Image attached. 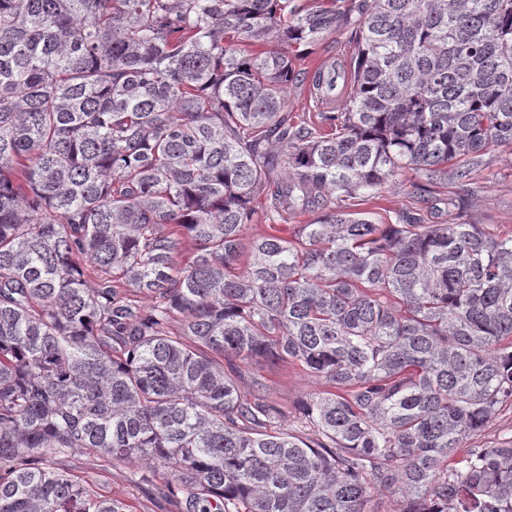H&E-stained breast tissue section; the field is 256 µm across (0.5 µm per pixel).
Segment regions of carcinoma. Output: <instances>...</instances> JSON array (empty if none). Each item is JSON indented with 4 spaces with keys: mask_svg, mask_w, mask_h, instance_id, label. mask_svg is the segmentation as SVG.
Masks as SVG:
<instances>
[{
    "mask_svg": "<svg viewBox=\"0 0 512 512\" xmlns=\"http://www.w3.org/2000/svg\"><path fill=\"white\" fill-rule=\"evenodd\" d=\"M343 25L312 127L288 85ZM496 146L512 0H0V512H134L75 450L186 512H512V440L467 446L512 404V231L336 205ZM351 27H340L335 33L312 47L311 52L297 62L301 72L309 71L307 78L303 75L297 77L288 86V112L304 122L317 123L321 112H343L347 104L348 89L346 81L338 78L337 88L329 101L319 98L309 90L313 72L319 68L325 70L336 64V68L350 73L353 60L356 56V46L353 40ZM251 374L265 379L271 385V396L283 405H291L317 391L319 385L307 376L288 372L279 367L265 363L249 367Z\"/></svg>",
    "mask_w": 512,
    "mask_h": 512,
    "instance_id": "carcinoma-1",
    "label": "carcinoma"
}]
</instances>
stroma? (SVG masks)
Here are the masks:
<instances>
[{
  "instance_id": "35a3bbf8",
  "label": "stroma",
  "mask_w": 512,
  "mask_h": 512,
  "mask_svg": "<svg viewBox=\"0 0 512 512\" xmlns=\"http://www.w3.org/2000/svg\"><path fill=\"white\" fill-rule=\"evenodd\" d=\"M356 56L352 30L341 27L325 40L312 47L298 61L301 71L323 68L351 70ZM309 80L295 79L288 87V110L308 123L317 122L320 113L344 111L348 89L338 82L330 99H322L309 90ZM344 210L369 212L372 219L386 221L400 212H417L429 224H480L494 231L501 226L512 228V148L493 147L471 166L466 181L455 179L428 182L423 175L405 172L389 183L381 198L371 203L360 199H344ZM251 374L265 379L271 396L283 405H290L317 391L318 385L307 376L265 363L253 365ZM64 465L79 474L88 475L91 486H105L113 496L132 504L135 512H182L181 503L162 499L161 479L136 485L128 479V465L116 464L101 468L95 459L76 452L66 458Z\"/></svg>"
}]
</instances>
